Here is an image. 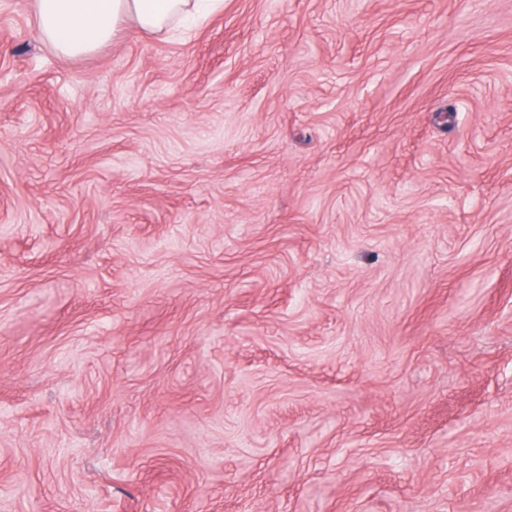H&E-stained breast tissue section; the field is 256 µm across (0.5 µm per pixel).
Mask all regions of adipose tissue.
I'll list each match as a JSON object with an SVG mask.
<instances>
[{
  "mask_svg": "<svg viewBox=\"0 0 512 512\" xmlns=\"http://www.w3.org/2000/svg\"><path fill=\"white\" fill-rule=\"evenodd\" d=\"M223 0H34L44 42L65 57H83L111 42L126 22L160 34L221 9Z\"/></svg>",
  "mask_w": 512,
  "mask_h": 512,
  "instance_id": "obj_1",
  "label": "adipose tissue"
}]
</instances>
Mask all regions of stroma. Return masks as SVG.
I'll list each match as a JSON object with an SVG mask.
<instances>
[{
  "label": "stroma",
  "mask_w": 512,
  "mask_h": 512,
  "mask_svg": "<svg viewBox=\"0 0 512 512\" xmlns=\"http://www.w3.org/2000/svg\"><path fill=\"white\" fill-rule=\"evenodd\" d=\"M512 512V0H224L57 54L0 0V512Z\"/></svg>",
  "instance_id": "obj_1"
}]
</instances>
